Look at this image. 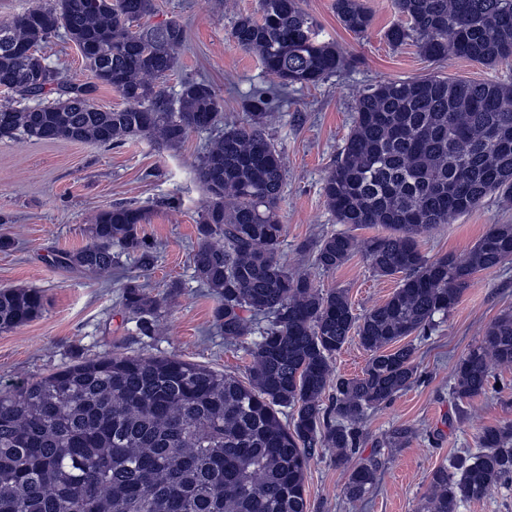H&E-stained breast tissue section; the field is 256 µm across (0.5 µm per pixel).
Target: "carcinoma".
<instances>
[{
	"label": "carcinoma",
	"mask_w": 512,
	"mask_h": 512,
	"mask_svg": "<svg viewBox=\"0 0 512 512\" xmlns=\"http://www.w3.org/2000/svg\"><path fill=\"white\" fill-rule=\"evenodd\" d=\"M344 28L365 36L373 16L360 0H334ZM154 0H53L0 23V87L23 99L52 97L34 111L0 104V137L109 145L150 137L176 147L192 131L223 119L204 82L162 87L185 42L176 20L149 25ZM400 20L385 32L394 46L413 43L430 62L467 59L495 66L512 59V0H395ZM78 49L80 80L45 63L40 49L58 31ZM235 47L255 52L281 86L317 84L347 65L336 44L318 38L298 0H260V18L239 17ZM101 86L127 102L94 104ZM261 97L241 122L224 125L197 164L206 202L192 265L215 292L224 338L259 333L249 350V383L172 357L113 354L75 361L35 381L0 389V512H308L304 478L321 449L347 469L344 496L369 492L378 455L351 464L362 447L367 412L391 402L418 379L415 348L401 340L431 330L471 286L474 275L512 260V224H491L464 255L435 259L419 239L479 208L495 194L512 200V85L430 75L383 82L359 93L353 126L323 186L336 223L383 226L358 245L347 231L312 245L321 271L358 250L374 273L397 279L391 296L354 313L340 288L324 291L280 260L285 185L282 153L268 134ZM148 213L114 204L95 216L90 242L62 256L67 267L107 274L117 256L154 255L140 236ZM124 305L154 306L130 284ZM34 289H0V329L41 312ZM268 323L255 327L253 317ZM357 337L370 358L362 374L333 376L330 361ZM512 366V310L500 314L453 371L463 402L493 388L494 372ZM331 391L330 405L323 396ZM292 408L284 423L278 408ZM412 429L398 427L388 447ZM512 477V421L482 429L477 451L453 455L430 475L417 512H457L493 495Z\"/></svg>",
	"instance_id": "carcinoma-1"
}]
</instances>
